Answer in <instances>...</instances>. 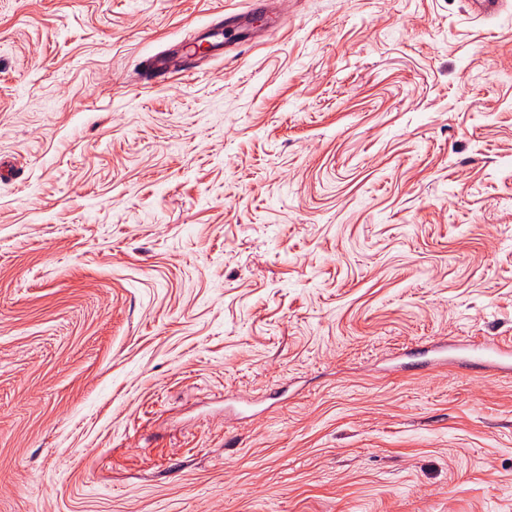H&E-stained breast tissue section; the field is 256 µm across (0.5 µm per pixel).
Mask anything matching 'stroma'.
<instances>
[{
	"label": "stroma",
	"instance_id": "stroma-1",
	"mask_svg": "<svg viewBox=\"0 0 512 512\" xmlns=\"http://www.w3.org/2000/svg\"><path fill=\"white\" fill-rule=\"evenodd\" d=\"M0 0V512H512V11ZM187 46L181 49L180 69L170 70L164 57H152L149 59L146 68L144 80L153 81L159 78H166L173 71L180 72L183 76H192L196 73V53ZM464 348L481 354H487L491 360L482 361L484 367L511 369L512 368V346L499 345L495 343L471 344L465 343Z\"/></svg>",
	"mask_w": 512,
	"mask_h": 512
}]
</instances>
